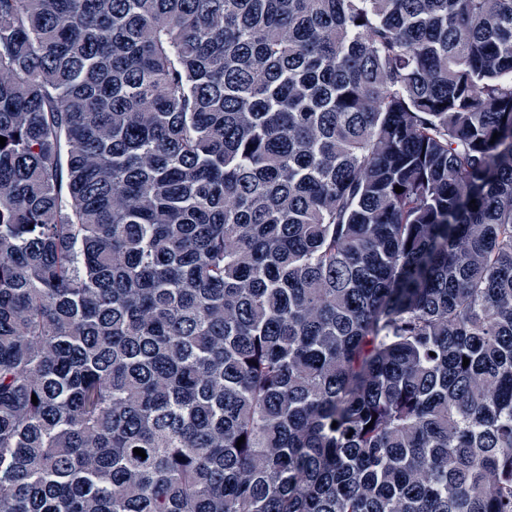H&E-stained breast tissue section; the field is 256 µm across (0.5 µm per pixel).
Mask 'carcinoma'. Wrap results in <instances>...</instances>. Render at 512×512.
<instances>
[{
  "mask_svg": "<svg viewBox=\"0 0 512 512\" xmlns=\"http://www.w3.org/2000/svg\"><path fill=\"white\" fill-rule=\"evenodd\" d=\"M0 136V512H512V0H0Z\"/></svg>",
  "mask_w": 512,
  "mask_h": 512,
  "instance_id": "carcinoma-1",
  "label": "carcinoma"
}]
</instances>
